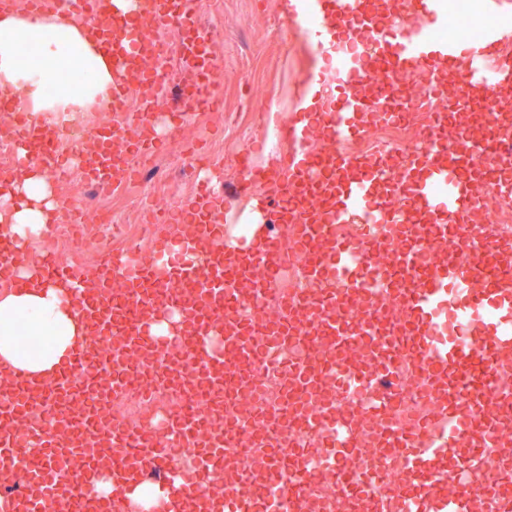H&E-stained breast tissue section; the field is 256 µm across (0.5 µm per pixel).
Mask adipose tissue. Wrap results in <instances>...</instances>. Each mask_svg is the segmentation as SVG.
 <instances>
[{
	"mask_svg": "<svg viewBox=\"0 0 512 512\" xmlns=\"http://www.w3.org/2000/svg\"><path fill=\"white\" fill-rule=\"evenodd\" d=\"M35 42L39 53L30 65L19 66L15 48ZM79 75L77 83L62 89L56 100H47L43 89L49 78L61 72ZM23 89L28 102L39 112H64L101 95L112 83V69L95 47L84 39L78 24L59 25L40 18L21 19L13 13L0 14V84ZM8 191H0V222L11 237L27 243L47 223L56 204L47 175L39 168L24 165L8 181ZM72 288L58 282L45 287L11 285L0 290V324L15 314H23L31 335H53L48 350L25 355L17 340L0 335V362L31 373H43L67 365L78 336L72 311Z\"/></svg>",
	"mask_w": 512,
	"mask_h": 512,
	"instance_id": "ef3b65f1",
	"label": "adipose tissue"
}]
</instances>
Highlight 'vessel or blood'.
Instances as JSON below:
<instances>
[{"label":"vessel or blood","instance_id":"vessel-or-blood-1","mask_svg":"<svg viewBox=\"0 0 512 512\" xmlns=\"http://www.w3.org/2000/svg\"><path fill=\"white\" fill-rule=\"evenodd\" d=\"M107 0H29L36 15L85 32L112 67L109 109L126 112L138 134L131 153L100 151L83 169L100 187L133 174L131 155L158 149L154 115L127 112L130 86L162 81L170 50L142 41L139 26L179 19L187 62L173 127L203 107H216L215 66L206 57L194 0H141L136 14L97 17ZM293 30L305 36L320 66L346 87L319 114L326 153H289L267 167L241 157L233 193L250 200L247 240L220 222L224 199L206 190L190 223L192 235L156 231L151 252H112L94 272L40 259L44 284L69 282L78 319L123 346L113 357L109 387L73 375L95 359L78 342L67 367L34 376L0 365V459L19 446L10 433L37 404L56 426L37 440L35 474L0 471V512H512V225L471 224L488 180L481 151L503 160L496 178L512 198V140L502 137L496 98L475 102L469 89L512 85V60L461 61L456 38L430 39L438 0H297ZM353 35L346 51L339 30ZM464 69L458 102L478 112L485 129L476 145L466 129L447 140L443 112L433 113L413 154L388 151L381 161L346 152L375 112H413L415 98L394 74L425 80L438 93L449 68ZM20 147L49 148L66 128L42 123L20 96L0 92ZM405 160L386 207L376 192L379 163ZM263 194H253L254 185ZM310 196L321 208L301 209ZM27 250L0 238V270L24 265ZM298 263L309 285L281 288L278 273ZM93 288H85V274ZM254 313L234 312L233 303ZM180 309L176 333H160L169 305ZM184 400L224 396V429L207 436L210 414H174L155 431L152 413L118 417L117 402L148 385ZM93 403L81 415L76 399ZM191 462L189 485L176 459ZM106 493L89 491V476Z\"/></svg>","mask_w":512,"mask_h":512}]
</instances>
